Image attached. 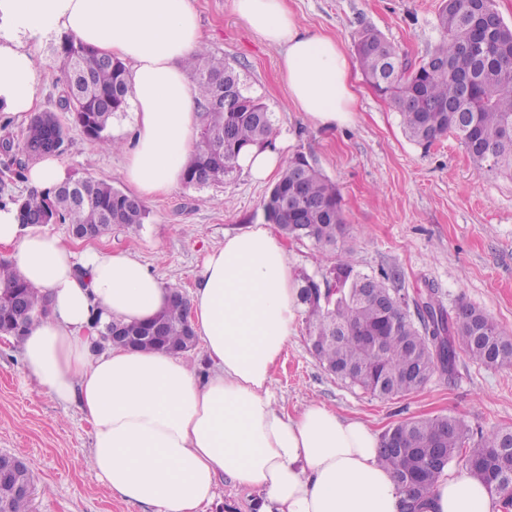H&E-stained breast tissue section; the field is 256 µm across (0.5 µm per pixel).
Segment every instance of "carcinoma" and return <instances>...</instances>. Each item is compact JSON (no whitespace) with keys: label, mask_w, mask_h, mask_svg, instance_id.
Returning a JSON list of instances; mask_svg holds the SVG:
<instances>
[{"label":"carcinoma","mask_w":512,"mask_h":512,"mask_svg":"<svg viewBox=\"0 0 512 512\" xmlns=\"http://www.w3.org/2000/svg\"><path fill=\"white\" fill-rule=\"evenodd\" d=\"M438 40L418 64L405 62L399 48L371 26L359 29L353 48L360 67L375 92L397 110L409 140L430 145L451 134L481 174L512 177V25L497 8V0H442L436 16ZM62 62V79L68 90L62 108L86 137L112 148V120L128 108L130 86L127 69L117 58L100 55L73 35H65L53 46ZM200 96L201 127L196 152L186 165L183 182L200 189L222 182L239 170L242 150L264 144L274 135L272 114L258 99L246 94L235 67L212 54L207 47L188 62ZM233 85L244 101L243 111L226 112L214 104L216 89ZM70 128L52 112L33 117L21 144L5 141L0 151L10 157L14 175L25 178L29 161L64 152ZM288 199L282 209L278 200ZM18 221L32 227L39 221L66 224L75 238H99L112 226H139L148 217L144 202L112 183L92 177L71 179L44 195L21 194L10 198ZM267 221L291 239H309L318 248L336 251L334 269L343 274L336 291L321 298L313 291L314 277H302L299 298L305 306L309 337L318 343L317 358L329 372L342 368L348 376H337L344 384L380 397H396L425 385L424 372L439 371L453 378L457 349L486 366L512 364V348L503 343L491 356L489 339L502 338L496 321L487 313L461 304L455 313L444 312L436 291L411 298L389 282L386 271L377 276L353 273L350 250L344 247L345 219L336 184L302 153L287 169L264 202ZM367 280L389 301L382 310L358 297ZM0 328L13 327L24 336L40 310L37 288L20 277L12 262L0 260ZM189 303L179 296L147 322L123 323L130 336L145 337L132 348L177 353L188 342ZM395 434L403 452L379 449L380 460L392 469L399 487L408 497L407 508L426 497L446 467L462 460V469L481 478L499 500L504 512L512 509L492 482L480 460L492 456L498 476L512 479V452L504 448L510 430L480 433L472 438L464 420L441 414L409 419L387 429L381 439ZM440 448L444 466L431 464L432 452ZM0 512H30V500L0 484Z\"/></svg>","instance_id":"cac0c4a2"}]
</instances>
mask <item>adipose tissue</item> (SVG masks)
<instances>
[{"label":"adipose tissue","instance_id":"ef3b65f1","mask_svg":"<svg viewBox=\"0 0 512 512\" xmlns=\"http://www.w3.org/2000/svg\"><path fill=\"white\" fill-rule=\"evenodd\" d=\"M235 13L280 50L293 104L316 125L353 120L356 96L336 40L300 30L284 0H233ZM65 32L130 63L134 111L123 177L142 199L175 187L195 151L201 114L187 59L203 42L190 0H0V108L25 119L38 106L32 42ZM285 137L245 150L262 181L284 167ZM0 246L38 288L45 312L22 342L29 381L91 426V469L125 502L153 512H204L229 479L262 495L264 512H403L405 494L378 460L380 435L321 404L288 414L272 371L301 304L288 249L262 224L226 234L207 253L191 297L210 363L199 376L161 352L100 351L93 319L146 321L165 287L138 259L108 248L76 253L0 208ZM419 512H494L480 479H440Z\"/></svg>","mask_w":512,"mask_h":512}]
</instances>
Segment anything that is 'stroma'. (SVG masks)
Returning a JSON list of instances; mask_svg holds the SVG:
<instances>
[{
    "label": "stroma",
    "mask_w": 512,
    "mask_h": 512,
    "mask_svg": "<svg viewBox=\"0 0 512 512\" xmlns=\"http://www.w3.org/2000/svg\"><path fill=\"white\" fill-rule=\"evenodd\" d=\"M302 29L334 38L351 51L352 37L370 25L417 63L435 43L440 0H285ZM204 41L240 73L248 94L287 135V157L305 154L337 186L346 217V245L356 273L396 272L413 294L433 288L447 312L466 302L490 314L512 339V178L483 176L450 135L424 146L410 141L394 107L353 67L356 109L351 125L317 128L288 97L280 52L233 10L232 0H191ZM56 37L35 48L38 109L59 112L60 64ZM69 176H94L125 188L124 155L107 151L72 128L61 156ZM271 182L240 172L200 189L178 185L146 200L140 227H113L98 246L125 251L165 285L191 294L207 250L225 233L264 223ZM297 275L328 277L336 254L310 240L287 244ZM288 413L311 403L368 423L378 432L407 420L453 414L473 431L512 429V365L488 367L459 352L454 377L434 373L420 390L381 398L328 374L313 354L306 318H299L273 371ZM91 427L77 408H63L32 385L23 370L21 342L0 337V453L25 458L33 471L35 512H145L112 495L89 468Z\"/></svg>",
    "instance_id": "35a3bbf8"
}]
</instances>
